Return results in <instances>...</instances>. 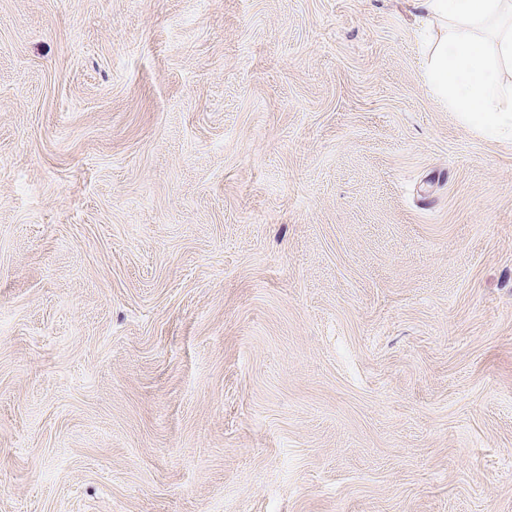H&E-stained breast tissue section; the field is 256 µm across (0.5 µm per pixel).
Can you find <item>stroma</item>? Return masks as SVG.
Segmentation results:
<instances>
[{
	"label": "stroma",
	"mask_w": 512,
	"mask_h": 512,
	"mask_svg": "<svg viewBox=\"0 0 512 512\" xmlns=\"http://www.w3.org/2000/svg\"><path fill=\"white\" fill-rule=\"evenodd\" d=\"M421 0H0V512H512V136Z\"/></svg>",
	"instance_id": "1"
}]
</instances>
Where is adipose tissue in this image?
Wrapping results in <instances>:
<instances>
[{
    "label": "adipose tissue",
    "instance_id": "1",
    "mask_svg": "<svg viewBox=\"0 0 512 512\" xmlns=\"http://www.w3.org/2000/svg\"><path fill=\"white\" fill-rule=\"evenodd\" d=\"M423 5L447 23L430 54L432 81L488 136L512 131V88L497 78L499 67L512 66V0H424ZM483 28L493 31V45L476 37Z\"/></svg>",
    "mask_w": 512,
    "mask_h": 512
}]
</instances>
